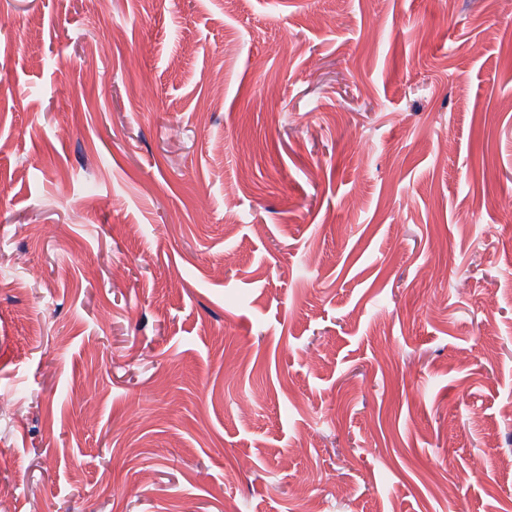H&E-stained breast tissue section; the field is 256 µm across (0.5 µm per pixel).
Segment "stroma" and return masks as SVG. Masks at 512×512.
<instances>
[{
	"mask_svg": "<svg viewBox=\"0 0 512 512\" xmlns=\"http://www.w3.org/2000/svg\"><path fill=\"white\" fill-rule=\"evenodd\" d=\"M505 191L512 0H0V512H512Z\"/></svg>",
	"mask_w": 512,
	"mask_h": 512,
	"instance_id": "35a3bbf8",
	"label": "stroma"
}]
</instances>
